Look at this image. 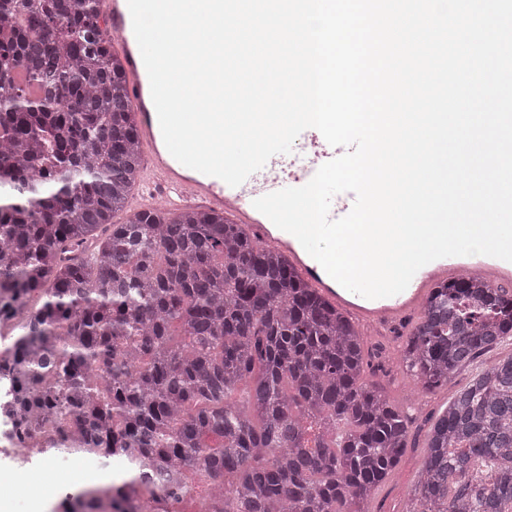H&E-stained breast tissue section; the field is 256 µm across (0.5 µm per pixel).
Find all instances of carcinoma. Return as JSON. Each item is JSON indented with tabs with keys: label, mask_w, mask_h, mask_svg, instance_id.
Wrapping results in <instances>:
<instances>
[{
	"label": "carcinoma",
	"mask_w": 512,
	"mask_h": 512,
	"mask_svg": "<svg viewBox=\"0 0 512 512\" xmlns=\"http://www.w3.org/2000/svg\"><path fill=\"white\" fill-rule=\"evenodd\" d=\"M100 0H0V414L21 447L123 477L54 512H368L410 418L361 381L364 340L224 212L120 224L143 152ZM512 338V294L433 288L400 355L431 391ZM408 512H512V356L454 392Z\"/></svg>",
	"instance_id": "cac0c4a2"
}]
</instances>
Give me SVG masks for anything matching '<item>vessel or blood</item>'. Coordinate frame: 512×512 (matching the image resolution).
I'll use <instances>...</instances> for the list:
<instances>
[{
  "label": "vessel or blood",
  "instance_id": "b4317fda",
  "mask_svg": "<svg viewBox=\"0 0 512 512\" xmlns=\"http://www.w3.org/2000/svg\"><path fill=\"white\" fill-rule=\"evenodd\" d=\"M103 9L107 21L105 34L119 44L126 56L128 99L138 110L137 136L147 151L148 176L143 181V199L159 196L176 208H213L233 215L239 223L252 225L257 241L287 252L313 287L372 329L388 327L414 314L421 308L432 283L457 277L467 269L478 271L492 286L512 285V262L472 255L464 264L449 257L426 264L403 292L389 297L369 299L342 287L305 251L295 236L274 228L272 222L254 208L253 202L259 193L250 182L229 186L219 178L184 166L169 151L160 150L157 113L154 105L144 98L146 68L138 45L132 44L129 38L132 19L127 0H103ZM298 141L311 147L310 167L314 170L344 152L343 147L330 146L313 128L304 130Z\"/></svg>",
  "mask_w": 512,
  "mask_h": 512
}]
</instances>
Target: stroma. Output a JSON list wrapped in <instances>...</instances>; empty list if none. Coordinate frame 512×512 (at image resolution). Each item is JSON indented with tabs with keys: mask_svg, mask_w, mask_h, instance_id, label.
I'll return each mask as SVG.
<instances>
[{
	"mask_svg": "<svg viewBox=\"0 0 512 512\" xmlns=\"http://www.w3.org/2000/svg\"><path fill=\"white\" fill-rule=\"evenodd\" d=\"M416 323V317L412 316L390 329L363 331L366 380L386 388L399 407L410 412L414 419V446L407 449L401 462L376 491L371 512H409L424 465L427 434L447 407L454 390L466 386L478 370L474 364L464 367L448 387L431 393L421 390L398 364L399 353Z\"/></svg>",
	"mask_w": 512,
	"mask_h": 512,
	"instance_id": "stroma-1",
	"label": "stroma"
}]
</instances>
